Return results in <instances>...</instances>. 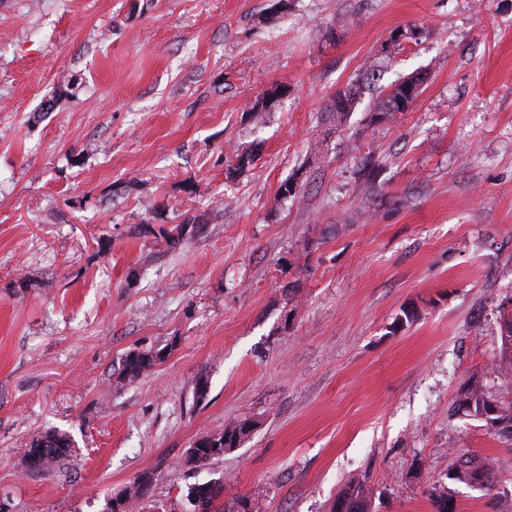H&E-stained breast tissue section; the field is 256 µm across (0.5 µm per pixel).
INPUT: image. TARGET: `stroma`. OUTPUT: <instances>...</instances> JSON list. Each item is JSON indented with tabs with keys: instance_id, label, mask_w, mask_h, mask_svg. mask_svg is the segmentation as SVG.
I'll return each instance as SVG.
<instances>
[{
	"instance_id": "35a3bbf8",
	"label": "stroma",
	"mask_w": 512,
	"mask_h": 512,
	"mask_svg": "<svg viewBox=\"0 0 512 512\" xmlns=\"http://www.w3.org/2000/svg\"><path fill=\"white\" fill-rule=\"evenodd\" d=\"M412 76L411 107L377 113ZM511 301L512 0H0L9 512H106L143 473L128 512H185L208 481L226 512H332L352 479L375 512H435L439 488L512 512V441L455 407ZM53 430L68 457L28 469ZM463 455L494 490L450 479ZM162 351H133L122 360V367L116 382L133 381L144 374L156 361L161 360ZM256 426L251 419L233 420L224 425V429L201 438L197 444L200 452L198 466L207 464L215 457L224 455L226 451L237 448Z\"/></svg>"
}]
</instances>
